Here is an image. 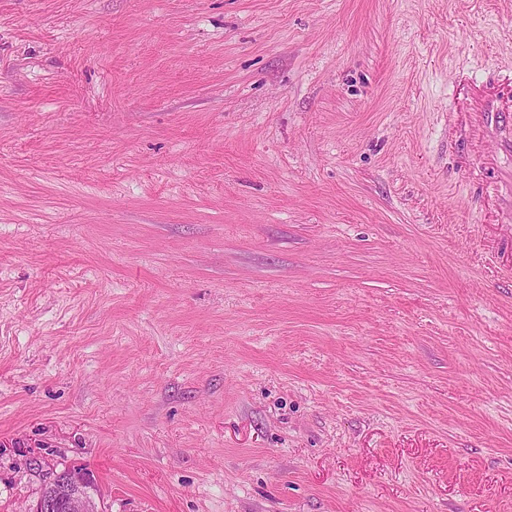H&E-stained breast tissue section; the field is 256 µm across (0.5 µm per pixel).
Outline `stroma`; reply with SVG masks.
Listing matches in <instances>:
<instances>
[{
  "label": "stroma",
  "mask_w": 512,
  "mask_h": 512,
  "mask_svg": "<svg viewBox=\"0 0 512 512\" xmlns=\"http://www.w3.org/2000/svg\"><path fill=\"white\" fill-rule=\"evenodd\" d=\"M506 76L512 0H0V512H512ZM453 113L460 131L459 146L469 159L475 156L473 140L478 139L493 142L499 158L508 162L507 170L486 187V196L493 199L498 213L512 214V113L500 111L493 100H487L479 112ZM65 471H51L46 473L50 482L67 485L66 495L62 500L65 512H98L94 499L97 492L95 486H86L85 481Z\"/></svg>",
  "instance_id": "stroma-1"
}]
</instances>
